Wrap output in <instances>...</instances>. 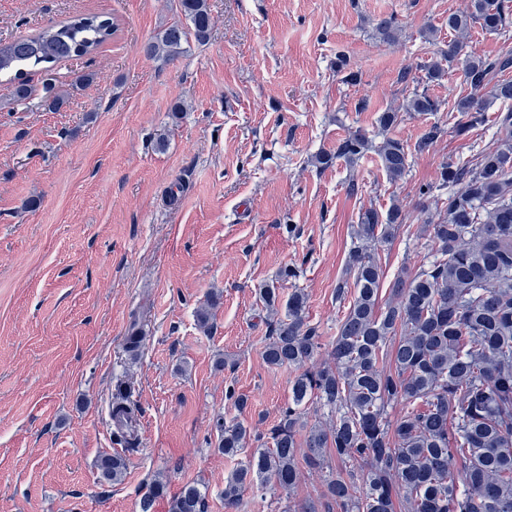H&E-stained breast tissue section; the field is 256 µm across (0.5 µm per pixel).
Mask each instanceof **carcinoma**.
Wrapping results in <instances>:
<instances>
[{"instance_id":"carcinoma-1","label":"carcinoma","mask_w":512,"mask_h":512,"mask_svg":"<svg viewBox=\"0 0 512 512\" xmlns=\"http://www.w3.org/2000/svg\"><path fill=\"white\" fill-rule=\"evenodd\" d=\"M187 24L158 32L145 54L170 62L187 52L190 40L208 41L212 19L206 0H179ZM490 34L512 26L509 0H470L467 9L448 16L457 37L420 65L427 82L443 77V63L461 64L471 94L458 99L461 118L456 133L466 135L484 124L491 87L494 100L512 101V50L491 60L464 52L472 25ZM116 31L110 18L83 15L31 38L0 45V74L11 77L13 97L25 101L35 89L26 67L51 70L71 57L86 56ZM383 42L398 39L390 19L375 26ZM68 93L44 86L42 102L58 111ZM444 102L428 90L414 91L401 110L380 113L384 132L407 114H434ZM507 131L497 145L476 157L445 161L436 178L419 188L433 199L435 213L424 221L427 253L418 268H401L381 299L384 270L381 247L407 232L406 215L394 204L386 213L365 208L352 225L348 255L353 296L336 326V336L322 343L319 328L307 320L306 296L296 288L286 301L273 284L258 288L260 301L284 316L270 323L263 351L272 368L297 371L288 404L269 430L272 447L243 424L220 417L218 449L226 456L255 450L224 481V508L238 512L247 488L264 492L272 484L291 492L302 468L322 479L323 496L336 512H512V111L500 116ZM443 133L431 125L417 151L432 147ZM369 151L380 159L392 183L410 172L409 149L385 137L375 144L360 129L315 157L327 167L335 159L353 162ZM403 406L394 415L391 408ZM101 477L118 481L126 463L104 454ZM165 484L150 485L141 499L151 512ZM168 512H205L204 496L184 486Z\"/></svg>"}]
</instances>
